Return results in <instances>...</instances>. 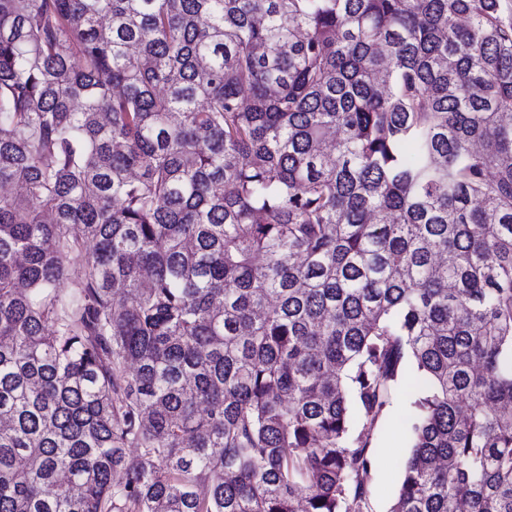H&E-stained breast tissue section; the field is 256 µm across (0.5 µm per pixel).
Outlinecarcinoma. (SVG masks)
I'll list each match as a JSON object with an SVG mask.
<instances>
[{
	"label": "carcinoma",
	"mask_w": 512,
	"mask_h": 512,
	"mask_svg": "<svg viewBox=\"0 0 512 512\" xmlns=\"http://www.w3.org/2000/svg\"><path fill=\"white\" fill-rule=\"evenodd\" d=\"M0 184V512H371L408 377L512 512V0H0Z\"/></svg>",
	"instance_id": "1"
}]
</instances>
